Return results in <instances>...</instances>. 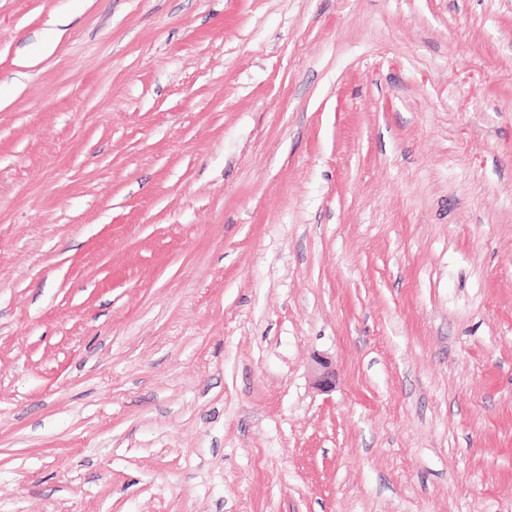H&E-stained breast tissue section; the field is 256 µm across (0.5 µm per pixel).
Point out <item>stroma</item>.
Listing matches in <instances>:
<instances>
[{
  "mask_svg": "<svg viewBox=\"0 0 512 512\" xmlns=\"http://www.w3.org/2000/svg\"><path fill=\"white\" fill-rule=\"evenodd\" d=\"M0 512H512V0H0Z\"/></svg>",
  "mask_w": 512,
  "mask_h": 512,
  "instance_id": "35a3bbf8",
  "label": "stroma"
}]
</instances>
